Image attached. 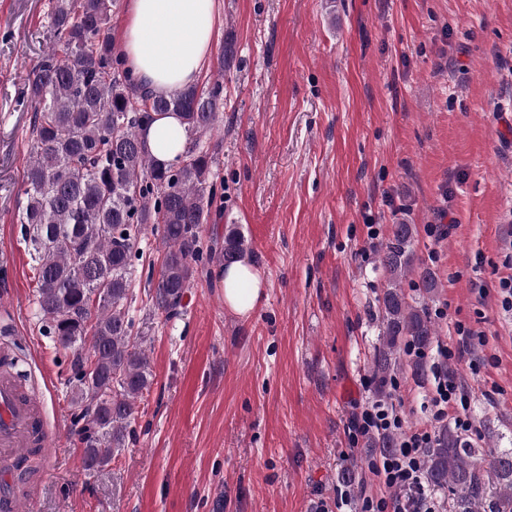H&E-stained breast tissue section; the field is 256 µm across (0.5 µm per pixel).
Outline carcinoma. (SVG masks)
Instances as JSON below:
<instances>
[{"mask_svg": "<svg viewBox=\"0 0 512 512\" xmlns=\"http://www.w3.org/2000/svg\"><path fill=\"white\" fill-rule=\"evenodd\" d=\"M117 0H55L54 51L33 68L18 102L33 109L27 205L22 236L35 262L42 331L68 353L72 435L85 468L98 475L125 447L136 404L150 389L152 371L142 348L146 331L127 309L136 246L160 233L163 253L155 288L146 297L167 320L184 313V297L199 273L244 257L235 227L224 242L202 244L217 185L201 138L220 124L226 46L216 76L168 96L142 91L122 68L110 27ZM177 112L189 146L169 166L155 162L141 130L152 114ZM414 225L393 224L378 251L389 284L378 297L380 344L371 370L382 391L404 339L427 346L435 329L427 303L406 301L401 284L417 274L427 298L438 287L433 271L412 248ZM430 486L452 493V512H512V451L479 450L442 431L426 455Z\"/></svg>", "mask_w": 512, "mask_h": 512, "instance_id": "1", "label": "carcinoma"}]
</instances>
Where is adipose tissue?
Instances as JSON below:
<instances>
[{
	"mask_svg": "<svg viewBox=\"0 0 512 512\" xmlns=\"http://www.w3.org/2000/svg\"><path fill=\"white\" fill-rule=\"evenodd\" d=\"M218 0H127L119 50L138 84L156 95L196 84L212 51ZM155 160L171 163L184 154L188 138L178 114L156 117L145 132ZM224 306L250 315L263 297L265 282L247 261L221 268Z\"/></svg>",
	"mask_w": 512,
	"mask_h": 512,
	"instance_id": "1",
	"label": "adipose tissue"
}]
</instances>
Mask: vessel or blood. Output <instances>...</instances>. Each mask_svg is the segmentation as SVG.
<instances>
[{"instance_id":"b4317fda","label":"vessel or blood","mask_w":512,"mask_h":512,"mask_svg":"<svg viewBox=\"0 0 512 512\" xmlns=\"http://www.w3.org/2000/svg\"><path fill=\"white\" fill-rule=\"evenodd\" d=\"M12 361L11 352L0 348V512H23V502L30 499L25 489L14 484L12 462L50 442L48 430L11 368Z\"/></svg>"}]
</instances>
